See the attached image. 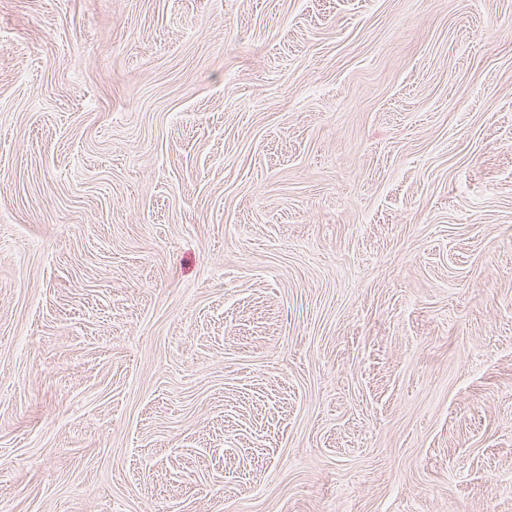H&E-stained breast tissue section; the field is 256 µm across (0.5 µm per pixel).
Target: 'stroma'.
Returning a JSON list of instances; mask_svg holds the SVG:
<instances>
[{"label": "stroma", "instance_id": "obj_1", "mask_svg": "<svg viewBox=\"0 0 512 512\" xmlns=\"http://www.w3.org/2000/svg\"><path fill=\"white\" fill-rule=\"evenodd\" d=\"M0 512H512V0H0Z\"/></svg>", "mask_w": 512, "mask_h": 512}]
</instances>
